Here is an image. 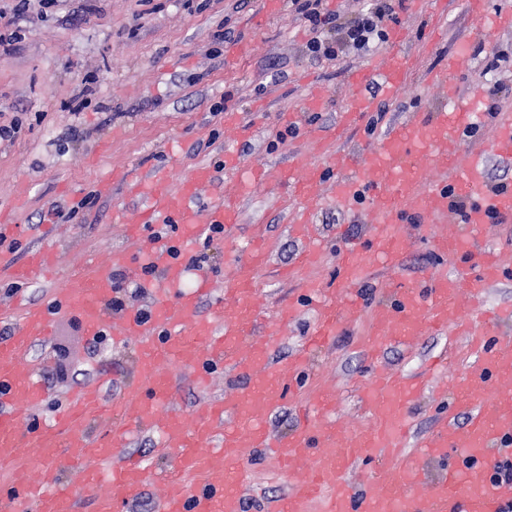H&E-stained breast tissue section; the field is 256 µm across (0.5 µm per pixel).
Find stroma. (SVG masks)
Instances as JSON below:
<instances>
[{"label":"stroma","mask_w":512,"mask_h":512,"mask_svg":"<svg viewBox=\"0 0 512 512\" xmlns=\"http://www.w3.org/2000/svg\"><path fill=\"white\" fill-rule=\"evenodd\" d=\"M263 0H60L42 9L37 0L20 7L19 0H0V10L11 13L10 27L16 52L0 55V125L18 120L13 141L0 143V225H8L14 242L11 260H22L35 245L56 249L60 262L53 279L19 284L0 276V335L9 334L22 306L49 302L63 280L80 272L87 259L108 265L113 250H126L130 263L123 273L128 285L126 306H149L142 271V253L153 241L154 228L143 230L141 239L127 237L125 225L112 221L114 209L136 217L139 201L128 196L118 177L135 170L149 173L159 150L175 146L168 160L169 188L197 166H216L232 147L247 168L279 163L290 167L293 179H303V168L293 157L306 156L311 165L334 170L342 155L354 149L372 148L376 134L412 115L431 117L455 100L471 98L476 88L498 85L512 92V28L489 30L468 14L464 0H448L440 23L442 36L432 41L433 22L424 11L399 12L398 27L405 34L410 56V77L394 100H382L375 135L353 128L337 133L336 121L350 92L349 70L380 66L391 43L374 45L364 53H350L333 61L308 56L310 32L301 17L281 6L269 20H262ZM230 31L232 40L247 41L245 59L226 64L217 53L213 34ZM463 52L466 61L449 80L450 92L427 82V74L446 63L449 54ZM506 52L507 62L488 66L496 52ZM312 76L324 87L320 110L305 109L303 77ZM238 113L255 123L256 135L226 125L224 115ZM284 112L301 113L307 135L289 136L283 144L273 139L281 128ZM493 122L479 124L473 135H464L461 158L478 152L483 156L487 182L507 169L512 183V159L495 153ZM112 180L111 195L99 192L103 180ZM93 207H81L87 194ZM298 207L287 188L253 184L241 204L239 226L230 238L206 241L198 238L190 249L200 257L201 271L211 281V295L224 294V274L234 257L244 254L251 237L266 238L272 260L257 281V304L265 310L303 301L305 287L316 282H336L338 248L336 228L345 225L348 239H370L369 221L349 223L335 203L313 206L310 223L322 241L317 263L290 279L278 270L288 264L300 246L289 234V215ZM74 218H66V211ZM452 260L435 253L422 239H412L399 266L372 264L361 280L374 304L387 303V295L374 292L381 279L410 285L415 277L432 272H455ZM365 322L341 325L331 345L312 356L310 368L299 379L297 392L324 388L336 395V420L344 429L369 427L359 407L357 388L369 374L368 362L357 348ZM80 318L62 315L55 324L52 343L30 348L26 360L40 372L51 400L33 409V424L50 421L61 398L73 389L96 384L103 402L116 401L136 375L138 337L125 346L89 347ZM448 353V371L430 377L411 405L413 430L421 434L447 416L453 403V384L473 368L462 337L423 336L408 346H388L382 367L406 375L419 373L427 360L440 351ZM174 392L161 407V415L176 412L192 419L197 407L212 399H224L245 385L242 375L217 369L207 389H198L192 375L182 368L171 370ZM154 431L141 432L125 443L122 451L141 457L152 472L170 469L177 449L156 446ZM250 488L246 512H267L271 503L289 491L303 471L280 478L268 458L256 455L249 464Z\"/></svg>","instance_id":"35a3bbf8"}]
</instances>
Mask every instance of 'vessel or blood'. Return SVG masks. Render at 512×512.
I'll return each mask as SVG.
<instances>
[{"label":"vessel or blood","instance_id":"vessel-or-blood-1","mask_svg":"<svg viewBox=\"0 0 512 512\" xmlns=\"http://www.w3.org/2000/svg\"><path fill=\"white\" fill-rule=\"evenodd\" d=\"M472 16L501 29L512 27V6L488 13L486 0H467ZM408 55L394 50L378 69L356 68L348 74L349 104L339 123L358 127L369 122L380 109L381 98L394 99L408 77ZM379 83L382 94H368L371 83ZM481 119L475 100L459 101L453 110H440L425 123L411 119L390 126L377 145L364 153L344 155L343 175L327 182L325 170L307 169L302 181L293 184L294 193L306 201L329 198L350 209L364 203L377 228L370 246L346 244L340 255L344 278L340 288L309 285L305 298L316 318L306 346L316 349L333 338L343 322L367 319L368 328L359 346L372 370L359 393L361 407L374 421L365 431H346L333 413L336 398L324 390L314 391L298 402L296 430L286 438H272L265 424L268 414L286 398L289 377L306 369L308 358L301 353L287 365L273 363L272 341L257 333L259 323L276 329L298 314L295 305L277 308L269 318L256 309V279L270 263V250L263 239L236 259L226 280L223 298L212 303L206 317H198L199 303L210 292L208 277H199L189 291H180L181 263L172 258L165 245L158 244L146 257L162 279L153 288L149 317L131 311L120 319L113 335L115 343L125 337H139L137 378L127 385L121 402L132 419L121 430L92 437L80 429L82 421L99 415L100 404L94 387L71 391L64 409L53 422L34 430L27 423V411L43 405L48 397L45 385L24 360L38 342H49L56 314L75 312L88 335H98L112 298V270L126 266V253L114 252L110 267L91 274H74L57 290L53 301L23 310L9 336L0 339V465L12 467L10 487L0 498V512H24L35 504L37 512H78L81 493L109 486L113 498L124 503L138 501L148 484L155 481L161 491L155 512H244L242 487L250 452L268 450L280 471L303 467L307 475L272 506V512H500L512 501V482L492 480L491 472L502 449L512 447V338L489 344L501 320L512 310L484 305L483 297L494 282L511 277L498 252L484 247L489 225L512 223V185L489 187L484 181L481 153L459 163V137ZM497 138L493 149L512 157V112L496 116ZM424 157L436 170H455L452 185H421L415 160ZM285 170L274 166L254 169L239 181L235 195L225 197L207 209L195 204L200 185L214 179L210 167L194 168L177 190H170L162 175L126 182L125 190L143 201L136 222L125 212L113 215L126 225L131 239H138L143 225L173 219L181 226L184 246L193 245L204 228L221 224L234 228L240 220V198L255 182L284 183ZM469 196L475 204L465 222L466 233L439 234L435 225L447 222L455 198ZM421 227L432 248L442 256H466L470 267L456 278L432 273L421 286L400 289L394 304L369 311L356 292L370 261L395 263L410 239V231ZM291 233L301 240L291 264L298 272L313 264L321 250L320 241L310 235L306 210L290 218ZM59 263L52 249L30 251L24 260L11 263L10 276L18 282L44 277ZM455 330L469 338L475 369L460 375L455 384V406L466 410L464 428L442 426L429 434L420 450H410L412 423L410 403L421 379L379 371L380 349L384 344H407L426 334L443 335ZM178 366L205 383L214 368L226 367L243 373L245 387L232 398L202 405L192 422L176 414L160 417L174 385L170 367ZM159 433L163 448H175L178 476L150 474L141 459H116V449L142 428ZM459 449L460 462L447 464L449 449ZM445 461L443 472L427 478L421 457ZM382 459L383 464L360 482L350 473L360 461ZM36 466L37 483H30L26 471ZM80 471L78 483H65L62 469ZM200 474L197 483L187 475Z\"/></svg>","mask_w":512,"mask_h":512}]
</instances>
